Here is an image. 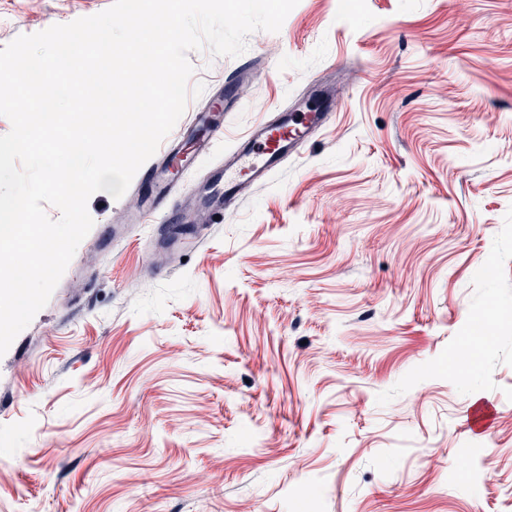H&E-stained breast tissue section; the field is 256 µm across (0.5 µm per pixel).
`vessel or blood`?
Returning <instances> with one entry per match:
<instances>
[{"label": "vessel or blood", "instance_id": "b4317fda", "mask_svg": "<svg viewBox=\"0 0 512 512\" xmlns=\"http://www.w3.org/2000/svg\"><path fill=\"white\" fill-rule=\"evenodd\" d=\"M327 118V113L307 105L301 113L282 112L256 127L247 141L236 142L225 153L223 164L211 172L212 187L201 210L220 217L234 208L240 197L253 186L266 183L288 156L296 154ZM141 179L153 188L149 206L162 223L189 220L190 213L174 188L158 179L154 167H146Z\"/></svg>", "mask_w": 512, "mask_h": 512}]
</instances>
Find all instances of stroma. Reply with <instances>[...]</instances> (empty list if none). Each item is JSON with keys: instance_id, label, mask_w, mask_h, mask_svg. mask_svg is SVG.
Segmentation results:
<instances>
[{"instance_id": "obj_1", "label": "stroma", "mask_w": 512, "mask_h": 512, "mask_svg": "<svg viewBox=\"0 0 512 512\" xmlns=\"http://www.w3.org/2000/svg\"><path fill=\"white\" fill-rule=\"evenodd\" d=\"M111 4L0 0V48ZM188 60L155 166L234 101L182 199L297 101L329 118L176 244L135 221L148 185L90 197L0 357V512H512V0H299Z\"/></svg>"}]
</instances>
